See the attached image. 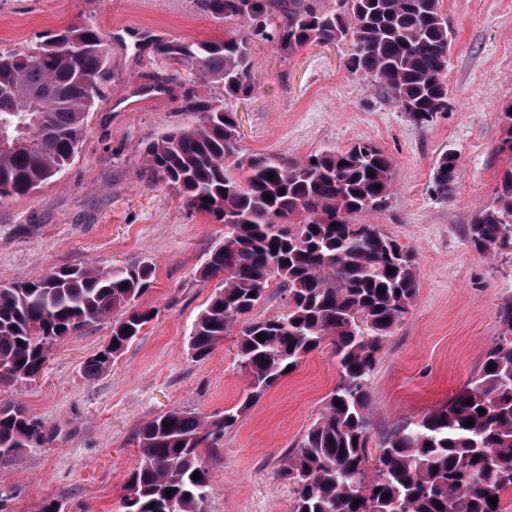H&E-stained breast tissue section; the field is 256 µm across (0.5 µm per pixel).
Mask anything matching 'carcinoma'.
Returning <instances> with one entry per match:
<instances>
[{
  "label": "carcinoma",
  "instance_id": "obj_1",
  "mask_svg": "<svg viewBox=\"0 0 512 512\" xmlns=\"http://www.w3.org/2000/svg\"><path fill=\"white\" fill-rule=\"evenodd\" d=\"M204 2L216 19L254 25L282 54L309 43L350 42L349 71L382 89L417 127L448 111L443 0H341L343 13L322 0ZM156 51L224 87L220 99L188 100L187 123L151 143L143 174L224 225L222 244L199 270L221 285L195 319L189 349L203 358L241 327L237 357L249 393L219 418L173 410L144 423L122 512H207L213 487L199 449L216 447L287 367L323 345L340 365L339 380L278 468L293 487V512H504L502 495L512 491V305L501 311L502 332L474 379L448 404L395 425L370 455L367 409L378 353L418 293L414 252L378 225L356 223L390 199L392 159L365 142L305 157L246 156L228 103L255 91L251 39L167 40ZM108 77L106 36L89 25L52 31L29 51L0 53V204L42 187L75 161ZM499 121L503 137L494 151L512 158V107ZM458 179L455 156L437 158L436 196L448 199ZM467 238L493 256L500 241L512 240V166L495 203L467 225ZM154 272L144 257L126 267L86 262L0 284V386L34 381L58 344L110 319L107 344L85 364L92 378L108 371L153 319L137 301ZM273 285L284 292L287 310L247 319ZM50 440L23 402L0 399V464Z\"/></svg>",
  "mask_w": 512,
  "mask_h": 512
}]
</instances>
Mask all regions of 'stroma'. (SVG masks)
Masks as SVG:
<instances>
[{"label":"stroma","instance_id":"1","mask_svg":"<svg viewBox=\"0 0 512 512\" xmlns=\"http://www.w3.org/2000/svg\"><path fill=\"white\" fill-rule=\"evenodd\" d=\"M443 10L452 31L448 110L428 127L407 121L377 86L348 71L346 42L286 56L253 38L256 89L232 104L243 154L297 157L369 142L393 161V195L362 221L415 251L419 293L384 340L372 375L374 437L445 405L466 386L502 331V306L512 303V252L489 257L464 235L512 166L493 152L499 117L512 105V0H443ZM68 25L107 34L110 81L87 116L73 164L0 204V284L63 265L119 267L146 256L155 273L138 304L156 315L98 377H87L84 365L107 343V322L58 345L29 386L5 389L55 437L0 465V479L14 489L7 512H34L47 498L64 512H119L138 461L133 436L140 425L173 409L219 415L246 396L237 334L201 359L187 347L220 284L197 271L224 227L184 208L175 191L141 171L147 147L183 124L188 97L224 93L175 69L150 38L193 42L247 28L212 18L203 0H0V52L34 48L46 31ZM446 152L455 155L460 178L443 200L432 179ZM338 374L329 348L312 352L225 430L219 447L201 449L213 486L208 512H292L280 460L316 420Z\"/></svg>","mask_w":512,"mask_h":512}]
</instances>
